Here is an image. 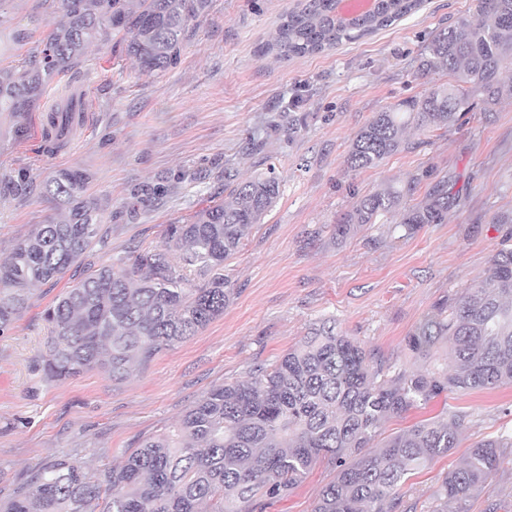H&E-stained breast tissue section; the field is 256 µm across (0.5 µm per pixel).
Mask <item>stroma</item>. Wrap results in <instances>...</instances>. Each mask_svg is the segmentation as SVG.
<instances>
[{
    "label": "stroma",
    "mask_w": 512,
    "mask_h": 512,
    "mask_svg": "<svg viewBox=\"0 0 512 512\" xmlns=\"http://www.w3.org/2000/svg\"><path fill=\"white\" fill-rule=\"evenodd\" d=\"M296 0H211L187 38L177 67L141 74L121 47L90 48L79 81L86 106L64 147L42 138L43 113H30L22 137L0 113V187L26 173L27 198L0 190V254L52 215L42 187L76 167L91 192L119 203L137 185L164 178L163 203L134 222L104 218L102 244L60 279L38 285L0 334V501L55 457L100 471L118 464L140 439L168 431L212 387L243 378L294 346L317 319L337 325L383 359L416 367L409 333L434 303L482 275L503 234L492 218L512 211V99L492 112L474 108L448 130L407 131L401 150L378 167L349 170L345 158L358 130L398 101L419 95L421 55L431 34L473 13L474 0H427L404 20L336 49L288 61L261 55L280 15ZM14 25L42 39L61 14L60 0H11ZM49 86L45 98L58 97ZM304 122L281 130L287 107ZM275 164L281 192L252 225L227 271L238 292L222 315L190 339L163 349L127 380L100 369L56 381L40 355L49 337L46 309L88 268L111 264L135 247L161 245L165 228L206 207L225 175L247 177ZM462 200L444 223L406 234L400 213L337 239V217L386 183L420 182L421 200L443 176ZM468 416L458 448L419 471L404 492L414 512H433L435 492L477 441L512 433V388L458 392L413 409L386 433L441 414ZM335 476L318 464L265 512H311ZM467 512H512V463L492 476Z\"/></svg>",
    "instance_id": "35a3bbf8"
}]
</instances>
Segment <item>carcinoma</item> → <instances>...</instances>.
<instances>
[{"instance_id":"cac0c4a2","label":"carcinoma","mask_w":512,"mask_h":512,"mask_svg":"<svg viewBox=\"0 0 512 512\" xmlns=\"http://www.w3.org/2000/svg\"><path fill=\"white\" fill-rule=\"evenodd\" d=\"M211 0H62V20L18 64L0 69V112L24 132L26 115L41 108L46 88L78 68L93 46H122L138 71L159 75L177 66L193 22ZM375 9L336 25V0H298L261 47L279 60L317 54L352 42L416 13L423 0H375ZM32 37L12 29L0 56ZM512 59V0H477L476 15L435 31L418 78L422 94L372 118L354 136L346 159L352 171L374 168L403 145V134L446 129L476 103L491 112L512 83L499 80ZM81 94L49 110L44 137L54 147L71 133ZM87 174L56 172L43 194L59 212L0 256V331L25 307L30 288L55 280L97 242L104 209L87 195ZM415 183L387 184L358 199L336 222V238L403 208L408 233L441 224L459 194L437 182L418 204L404 206ZM281 191L275 166L241 182L228 181L210 205L184 224H170L165 244L135 249L91 271L45 311L51 342L41 357L46 378L63 380L101 368L122 381L163 348L195 335L224 313L237 294L224 263L261 223ZM169 187L133 188L113 216L137 218ZM206 277L197 286L190 279ZM420 369L391 364L338 329L313 323L297 346L241 380L207 391L174 429L144 439L123 462L91 473L66 459L34 471L0 512H263L288 495L320 462L336 476L312 512H408L403 489L413 474L459 447L467 415L424 419L383 435L387 421L453 392L512 388V231L484 274L435 304L407 337ZM512 435L472 446L437 491L433 512H465L499 470Z\"/></svg>"}]
</instances>
